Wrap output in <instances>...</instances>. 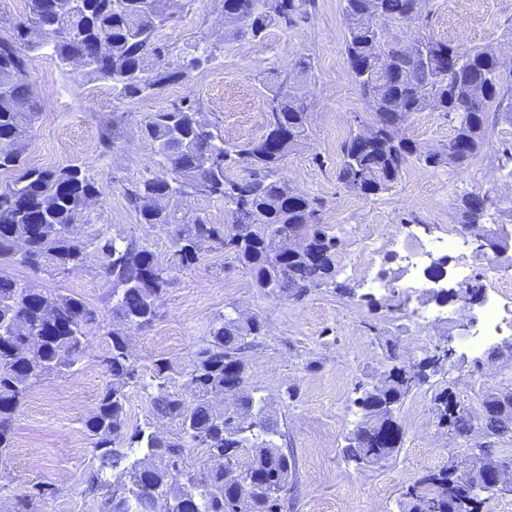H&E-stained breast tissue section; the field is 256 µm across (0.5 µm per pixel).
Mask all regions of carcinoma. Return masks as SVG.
<instances>
[{"label":"carcinoma","instance_id":"carcinoma-1","mask_svg":"<svg viewBox=\"0 0 512 512\" xmlns=\"http://www.w3.org/2000/svg\"><path fill=\"white\" fill-rule=\"evenodd\" d=\"M57 0H27L25 17L12 32L0 37V87L7 86L17 99L33 98L29 80V54L35 39L52 47L61 64L82 57L91 80L108 82L122 98L149 95L136 73L156 72V85L184 79V72L163 66L165 47L158 33L165 18L157 9L143 11L139 0H85L87 9L64 14ZM428 0H344L345 55L350 74L374 114V135L365 141L353 133L342 145L338 179L345 188L364 197L391 188L409 160L425 168L462 164L444 145L426 149L399 138L396 131L411 115L433 109L448 117L452 139H465L476 153L484 144L490 118L512 123V71L501 70L491 48L460 49L432 35H424L431 52L427 67L418 64L414 51L398 39L374 40L362 23L375 11L381 24L415 17L428 24ZM314 0H224V15L238 24V33L257 38L274 24L293 26L311 14ZM311 62L294 63L293 81L267 87L270 136L286 127L291 138L283 146L289 156L307 137L309 113L300 81ZM38 112H18L12 101L0 96V173L12 180L0 189V268L9 265L45 267L69 273L79 269L88 248L104 256V274L110 284L108 311L120 323L107 329L95 310L75 296L55 288L43 289L42 303L34 306L24 281L0 273V452L12 447L18 409L43 380L76 370L89 346L87 329H104L107 349L99 357L108 381L98 406L86 421L91 440V466L86 480L91 493L107 491V512H155L162 501L168 512H282L283 492L293 475L292 456L277 442L278 424L264 412L262 398L247 386L243 350L246 339L263 334L265 322L257 315L242 317L219 313L205 343L191 362L178 367L166 359L155 361L150 381H142L130 358L123 328L142 329L158 315V302L175 274L189 269L203 255L223 251L248 268L256 286L273 295L296 300L324 285L334 275L336 237L310 230L316 221L317 199L296 193L283 175L280 157L266 151L265 139L236 149L224 146V138L209 132L198 139L200 112L186 97L167 112L153 115L141 127L163 160L167 175L146 178L125 188L130 206L140 223L159 226L169 235V256L163 260L135 238H100L83 241L66 232L76 223L91 198L101 191L78 165L41 169L26 163L24 151ZM242 164L246 175H230ZM193 189L206 200L222 198L237 221L233 231L206 222L201 213L178 215L172 199ZM488 197L468 194L459 211L464 225L480 224ZM43 226L42 236L28 252L17 249L28 226ZM64 320L74 325L69 336H44L33 346L31 337L16 333L23 325L34 333L47 324ZM394 361L384 373L386 390L379 401L397 406L414 386L424 383L435 367L413 368ZM237 379L230 400L217 397L224 381ZM142 383L152 412L177 421L172 437H161L141 427L129 428L125 399L131 383ZM180 390H175V385ZM438 423L463 434L475 426L474 414L462 408L452 394L442 391L433 399ZM387 415L379 408L361 409L356 428L345 437L344 458L360 466H372L393 456L400 440L381 443L377 429ZM480 426L490 446L485 464L500 459L497 440L512 434V417L485 416ZM203 448L211 466L199 472L185 469V449ZM141 453L151 463L142 470ZM122 468V481L108 488L107 468ZM457 463L426 475L402 494L398 512H477L476 500L465 493H449ZM252 480L244 500L226 480L228 470ZM178 471L183 482L171 481ZM57 488L33 484L22 500L53 497Z\"/></svg>","mask_w":512,"mask_h":512}]
</instances>
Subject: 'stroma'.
<instances>
[{"instance_id": "35a3bbf8", "label": "stroma", "mask_w": 512, "mask_h": 512, "mask_svg": "<svg viewBox=\"0 0 512 512\" xmlns=\"http://www.w3.org/2000/svg\"><path fill=\"white\" fill-rule=\"evenodd\" d=\"M159 4L168 16L159 31L170 50L167 63L173 70L188 69V77L143 99H119L109 84L89 80L79 68L62 67L51 47L32 52L29 71L39 118L25 157L43 168L79 165L101 187L102 196L76 222L79 238L133 236L157 258H166L168 234L140 223L124 194L132 181L165 174L141 125L188 96L226 145L259 140L266 132L267 82L283 77L298 58H308L311 69L303 84L308 137L288 157L283 173L297 192L322 204L316 226L336 237L333 282L298 300L268 296L231 256L211 252L176 274L159 301L158 318L148 328L131 331L129 347L146 375L161 358L186 364L208 336L215 314L236 308L260 316L265 331L244 358L248 387L262 397L294 459L295 479L283 512H397L410 484L449 461H461L467 452L462 440L438 426L434 394L450 390L476 412L486 393L512 386V302L506 303L493 340L500 355L471 352L465 339L482 329L483 309H468L459 300L441 303L429 289L410 288L413 274L402 258L404 248L458 224L460 199L469 193H486L493 200L483 219L487 230H512V176L499 165L502 149L512 148V124L490 126L483 148L463 165L432 170L412 160L388 191L358 195L338 178L341 145L350 133L372 126L374 116L349 75L343 0H316L308 18L290 28L271 26L256 39L232 34L224 0ZM429 7L431 34L466 49L493 47L512 62V0H430ZM202 39L215 46V55L189 68L193 46ZM105 133L114 142L108 153L100 147ZM401 134L434 147L448 142L453 130L439 112L428 109L413 115ZM384 229L399 235L400 248L378 253L365 275L345 271L344 262ZM464 242L447 258L445 285H458L461 280L452 270L463 266L467 283L497 281L512 288V252L497 258L472 237ZM103 263L93 251L82 268L65 275L53 277L17 264L6 273L75 295L103 314L108 289ZM425 308L436 310L437 318L418 321L417 313ZM89 341L77 371L46 379L21 406L14 443L0 452V512L21 507L26 512H103L102 495L86 491L90 442L85 423L107 382L98 361L107 340L94 326ZM390 344L407 365L443 347L454 354L402 401L396 413L402 439L393 457L357 469L342 448L359 420L358 389L390 368ZM125 409L129 426L164 436L178 431L176 421L152 415L140 385L127 388ZM37 482L56 487V495L20 505Z\"/></svg>"}]
</instances>
